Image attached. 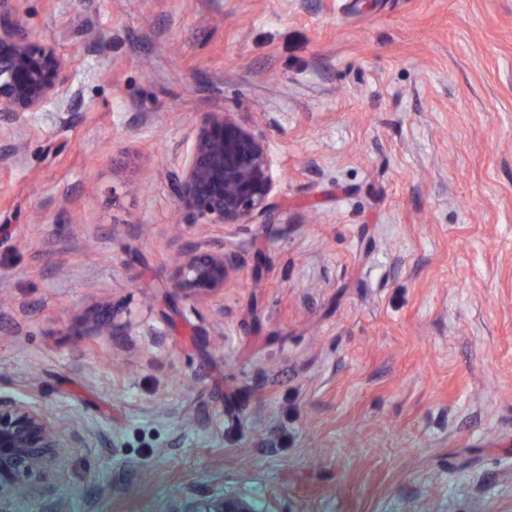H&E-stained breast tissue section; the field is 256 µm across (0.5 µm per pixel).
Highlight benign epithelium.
<instances>
[{
    "label": "benign epithelium",
    "mask_w": 512,
    "mask_h": 512,
    "mask_svg": "<svg viewBox=\"0 0 512 512\" xmlns=\"http://www.w3.org/2000/svg\"><path fill=\"white\" fill-rule=\"evenodd\" d=\"M14 2L0 0V112L16 119L27 112H64L75 95L66 62L54 46L22 28ZM169 177L176 209L189 224L225 230L272 222L280 178L258 124L242 113H207L185 164ZM241 264L222 242L194 241L163 285L164 295L217 303ZM96 312L87 309L82 324L108 339L115 334V312L104 321ZM84 440L78 422L65 423L40 404L0 393V512H13L19 496L51 492L66 455ZM182 512H256V506L241 495L187 497Z\"/></svg>",
    "instance_id": "1"
}]
</instances>
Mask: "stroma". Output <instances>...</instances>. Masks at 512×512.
I'll return each mask as SVG.
<instances>
[{
  "label": "stroma",
  "mask_w": 512,
  "mask_h": 512,
  "mask_svg": "<svg viewBox=\"0 0 512 512\" xmlns=\"http://www.w3.org/2000/svg\"><path fill=\"white\" fill-rule=\"evenodd\" d=\"M16 17L77 95L0 120V393L87 433L14 512H512V0ZM223 110L270 144L272 223L177 222L168 174ZM218 235L242 259L223 314L164 298ZM96 302L105 343L74 330ZM180 512H256V506L253 500L241 495L185 497L184 507Z\"/></svg>",
  "instance_id": "1"
}]
</instances>
